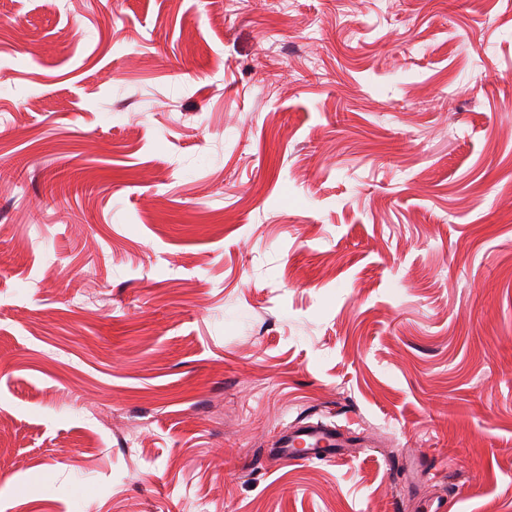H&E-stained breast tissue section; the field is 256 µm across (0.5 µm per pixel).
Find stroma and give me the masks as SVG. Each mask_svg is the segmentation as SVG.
I'll return each instance as SVG.
<instances>
[{
	"instance_id": "stroma-1",
	"label": "stroma",
	"mask_w": 512,
	"mask_h": 512,
	"mask_svg": "<svg viewBox=\"0 0 512 512\" xmlns=\"http://www.w3.org/2000/svg\"><path fill=\"white\" fill-rule=\"evenodd\" d=\"M5 113L0 512H512V0H0ZM276 454L289 462L319 460H338L342 453L338 448H347V444L336 432V428L321 422L301 423L288 427L278 440ZM305 448L301 453L297 448Z\"/></svg>"
}]
</instances>
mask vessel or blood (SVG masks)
I'll return each instance as SVG.
<instances>
[{"mask_svg":"<svg viewBox=\"0 0 512 512\" xmlns=\"http://www.w3.org/2000/svg\"><path fill=\"white\" fill-rule=\"evenodd\" d=\"M343 445L334 426L307 422L286 429L278 440L276 453L291 462L313 458L335 461L340 458Z\"/></svg>","mask_w":512,"mask_h":512,"instance_id":"1","label":"vessel or blood"}]
</instances>
